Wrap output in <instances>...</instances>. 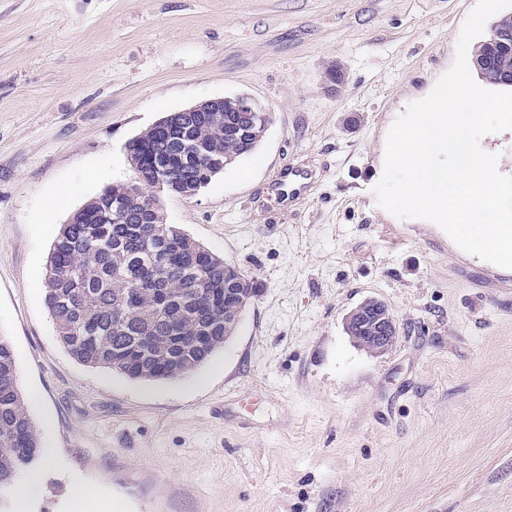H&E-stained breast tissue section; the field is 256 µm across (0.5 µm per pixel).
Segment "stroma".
<instances>
[{
	"instance_id": "35a3bbf8",
	"label": "stroma",
	"mask_w": 512,
	"mask_h": 512,
	"mask_svg": "<svg viewBox=\"0 0 512 512\" xmlns=\"http://www.w3.org/2000/svg\"><path fill=\"white\" fill-rule=\"evenodd\" d=\"M476 3L0 0V336L40 438L29 512H80L81 483L94 512H512V269L373 194ZM241 94L270 117L256 150L158 199L254 303L186 377L81 365L44 302L61 224L133 180L131 138ZM286 164L314 178L280 207ZM368 298L399 327L377 356L343 329Z\"/></svg>"
}]
</instances>
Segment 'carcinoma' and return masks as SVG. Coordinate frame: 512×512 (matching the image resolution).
<instances>
[{"instance_id": "cac0c4a2", "label": "carcinoma", "mask_w": 512, "mask_h": 512, "mask_svg": "<svg viewBox=\"0 0 512 512\" xmlns=\"http://www.w3.org/2000/svg\"><path fill=\"white\" fill-rule=\"evenodd\" d=\"M480 75L512 85V16L479 46ZM171 112L126 144L140 188H107L61 225L44 283L59 342L80 363L132 380L164 381L197 370L224 346L226 323L243 314L224 290L243 272L165 222L157 185L189 196L261 142L265 112ZM41 456L10 341L0 336V512H11L19 471Z\"/></svg>"}]
</instances>
